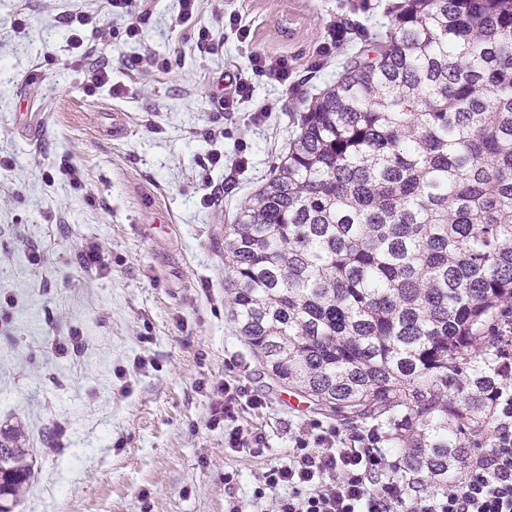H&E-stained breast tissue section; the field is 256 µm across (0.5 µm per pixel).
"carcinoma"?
Masks as SVG:
<instances>
[{
	"label": "carcinoma",
	"instance_id": "carcinoma-1",
	"mask_svg": "<svg viewBox=\"0 0 512 512\" xmlns=\"http://www.w3.org/2000/svg\"><path fill=\"white\" fill-rule=\"evenodd\" d=\"M224 230L238 336L444 492L491 445L512 350V0H403ZM0 429V512L31 477Z\"/></svg>",
	"mask_w": 512,
	"mask_h": 512
}]
</instances>
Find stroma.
I'll return each mask as SVG.
<instances>
[{
    "mask_svg": "<svg viewBox=\"0 0 512 512\" xmlns=\"http://www.w3.org/2000/svg\"><path fill=\"white\" fill-rule=\"evenodd\" d=\"M396 2L201 0L197 22L215 36L202 53L175 24L179 0H152L138 43L106 0H0V157L12 161L0 170V303L13 301L0 326V425L21 434L31 465L14 512H230L318 420L235 331L224 227L284 159L295 116L390 26ZM231 12L249 42L225 28ZM79 13L103 20L91 61L108 66L121 98L86 92L68 66ZM17 18L25 28L15 34ZM335 24L348 39L317 57ZM254 52L287 57L291 79L254 78L252 101L222 111L225 73ZM134 53L171 67L127 70ZM257 103L270 108L258 123ZM213 152L224 164L205 183L196 160ZM91 244L110 257L93 275L79 262ZM228 394L251 449H230L215 420Z\"/></svg>",
    "mask_w": 512,
    "mask_h": 512,
    "instance_id": "stroma-1",
    "label": "stroma"
}]
</instances>
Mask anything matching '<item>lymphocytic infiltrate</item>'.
I'll return each instance as SVG.
<instances>
[{
  "instance_id": "lymphocytic-infiltrate-1",
  "label": "lymphocytic infiltrate",
  "mask_w": 512,
  "mask_h": 512,
  "mask_svg": "<svg viewBox=\"0 0 512 512\" xmlns=\"http://www.w3.org/2000/svg\"><path fill=\"white\" fill-rule=\"evenodd\" d=\"M287 84V58L253 54L231 79L221 108L237 111L253 96L252 75ZM495 442L469 465L448 492L415 496L394 469L375 435H343L313 424L299 433L284 462L271 466L253 491L251 505L274 498V512H512V392L496 398Z\"/></svg>"
}]
</instances>
